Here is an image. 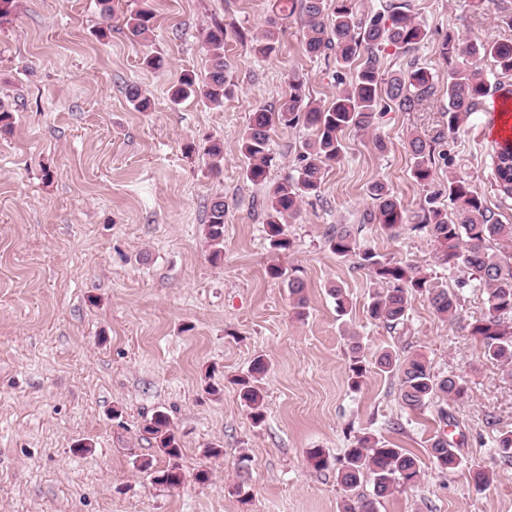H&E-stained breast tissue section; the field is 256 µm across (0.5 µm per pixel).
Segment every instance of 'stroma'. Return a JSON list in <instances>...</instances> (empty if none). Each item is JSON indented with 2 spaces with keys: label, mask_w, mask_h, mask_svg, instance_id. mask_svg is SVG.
Segmentation results:
<instances>
[{
  "label": "stroma",
  "mask_w": 512,
  "mask_h": 512,
  "mask_svg": "<svg viewBox=\"0 0 512 512\" xmlns=\"http://www.w3.org/2000/svg\"><path fill=\"white\" fill-rule=\"evenodd\" d=\"M407 2L427 36L407 53L383 46L379 62L388 74L429 71L434 93L418 112L382 101L368 131L344 133V156L320 195L304 199L286 225L285 251L266 239L267 189L243 175L241 134L252 112L278 110L292 76L323 106L352 77L334 56L304 52L299 17L289 18L267 58L252 45L268 0H152L156 26L140 42L122 25L136 0H19L0 19V101L14 115L11 131L0 132V512H340L335 468L314 469L308 452L340 458L363 435L422 461L419 485L382 500L378 512H512V465L495 447L497 431L512 430V379L470 333L486 311L485 294L467 290L451 322L415 295L398 334L367 317L366 270L326 244L345 226L385 259L454 285L427 233L406 227L390 238L368 221L377 182L408 212L430 189L442 191L451 212L448 179L464 177L494 221L512 224V197L493 172L491 110L500 95L484 98L448 133L445 77L459 60L440 52L450 33L464 46L512 39V0ZM218 24L231 94L220 107L196 98L172 104L168 88L181 72L204 73L205 36ZM106 27L109 37L99 39ZM149 54L162 56L164 68H145ZM133 85L150 96V111L130 104ZM415 134L434 149L427 188L410 176ZM311 136L302 125L272 132L270 182L295 175ZM211 141L224 147L217 176L202 152ZM217 197L226 215L215 260L205 224ZM273 264L303 280L304 312L286 282L269 277ZM334 284L352 302L341 320ZM349 329L366 356L386 347L403 356L419 351L435 376L462 377L467 394L450 405L453 423L444 429L460 460L454 474H440L428 454L442 430L434 409L406 408L384 374L368 373L351 388ZM258 357L268 370L265 420L256 425L234 380ZM210 380L222 384L220 395L205 393ZM158 409L180 439L173 462L184 481L175 488L140 468L146 459L157 470L173 463L143 431ZM489 414L496 429L485 425ZM80 440L88 451H76ZM211 445L223 455L208 454ZM242 454L250 458L245 471L237 467ZM477 466L493 473L480 493L468 482Z\"/></svg>",
  "instance_id": "obj_1"
}]
</instances>
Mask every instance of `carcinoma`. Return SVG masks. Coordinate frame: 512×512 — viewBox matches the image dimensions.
I'll list each match as a JSON object with an SVG mask.
<instances>
[{
	"label": "carcinoma",
	"instance_id": "obj_1",
	"mask_svg": "<svg viewBox=\"0 0 512 512\" xmlns=\"http://www.w3.org/2000/svg\"><path fill=\"white\" fill-rule=\"evenodd\" d=\"M124 16V25L131 38L147 39L152 32L156 14L149 0ZM299 14L303 29V47L310 55L332 54L343 68L355 70L352 80L336 94L331 105L323 107L305 101L303 79L296 76L290 83L288 99L276 112L258 109L250 116L241 137L240 153L247 180L259 185L268 181L272 155L270 133L276 127L292 128L299 122L313 129V138L303 144L298 154L296 179L276 183L269 190L265 204L266 236L270 248L287 250L290 240L283 225L299 216L302 198L319 195L325 174L339 163L343 153L342 134L347 129L366 130L372 126L375 112L387 98L398 108L414 110L432 95L433 77L423 69H413L385 77L378 52L391 44L405 52L422 41L426 32L400 0L389 4L387 15H357L353 0H273L271 15L260 36L253 39V50L269 56L279 48L285 32L284 23ZM207 60L203 78L187 71L170 89L171 100L179 104L191 97H200L220 106L231 93V78L224 57V27L208 32ZM441 53L490 57L504 74H512V41H489L462 48L453 34L441 43ZM448 110L443 113L446 128L456 133L464 117L476 110L480 101L491 93V84L481 69L465 64L448 71L446 76ZM129 101L138 112L150 109L149 97L139 88L128 92ZM414 159L413 179L425 187L433 180L431 145L418 135L408 143ZM496 180L506 183L503 193L512 195V144L507 142L497 152L494 167ZM373 200L371 219L391 237L398 230L412 225L424 230L439 247V259L462 276L456 289L450 290L432 280L417 266L381 258L369 248L361 247L349 229L340 228L327 237L329 250L340 258L354 257L359 267L369 272L371 292L367 305L370 319L390 330L402 329L409 318L413 296L428 298L433 311L441 318L456 317L465 289L477 282L486 295L487 312L471 323L470 333L477 337L486 359L497 362L503 374L512 378V224L492 223L486 216L482 199L463 178L448 180V200L457 205L455 218L439 206V194L424 196L419 210L410 215L404 206L381 182L370 188ZM224 199L217 197L208 204L206 239L214 256L224 248ZM350 386L359 388L367 375L366 357L359 337L348 334ZM374 368L396 380L398 398L411 410L433 407L439 423L448 424V402L464 397V381L455 375L437 378L430 362L422 353L401 357L394 349H385L375 358ZM266 372L263 359L254 360L248 375L237 379L239 396L249 409L253 424L264 421L263 395L259 382ZM146 432L153 435L160 453L171 459L179 457L180 441L171 429L170 416L163 410L152 414ZM499 456L512 463V430L502 431L497 438ZM435 468L450 475L458 467L455 452L448 448V439L440 436L429 448ZM337 484L344 491L341 512H377V503L396 492L415 487L422 478L419 459L403 448L393 447L363 436L337 460ZM373 486V497L355 493L364 478ZM493 473L476 467L470 473L475 490L486 489ZM153 481L177 487L184 481L175 465L156 472Z\"/></svg>",
	"mask_w": 512,
	"mask_h": 512
}]
</instances>
